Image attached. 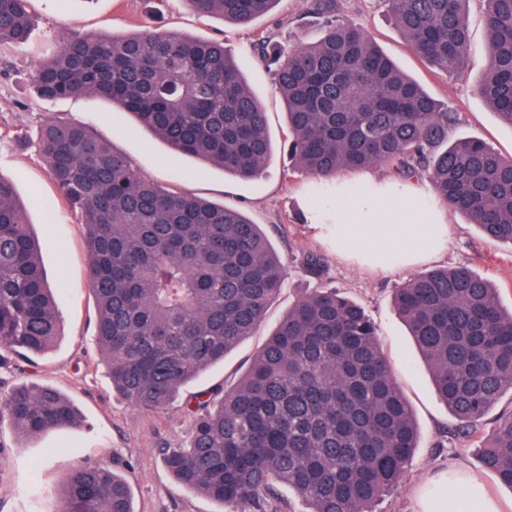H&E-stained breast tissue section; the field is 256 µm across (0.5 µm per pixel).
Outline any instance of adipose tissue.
Returning a JSON list of instances; mask_svg holds the SVG:
<instances>
[{"instance_id":"obj_1","label":"adipose tissue","mask_w":512,"mask_h":512,"mask_svg":"<svg viewBox=\"0 0 512 512\" xmlns=\"http://www.w3.org/2000/svg\"><path fill=\"white\" fill-rule=\"evenodd\" d=\"M355 180L358 193L351 205L335 204L326 197L312 205L318 236L355 240L363 248L364 260L391 268L407 269L447 250L442 204L430 190L414 183L380 180L367 172ZM420 212L428 214L429 223H416ZM469 481L457 468L435 476L419 492V512H466L452 494Z\"/></svg>"}]
</instances>
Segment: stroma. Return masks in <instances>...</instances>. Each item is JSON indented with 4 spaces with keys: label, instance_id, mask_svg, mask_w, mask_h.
Returning a JSON list of instances; mask_svg holds the SVG:
<instances>
[{
    "label": "stroma",
    "instance_id": "35a3bbf8",
    "mask_svg": "<svg viewBox=\"0 0 512 512\" xmlns=\"http://www.w3.org/2000/svg\"><path fill=\"white\" fill-rule=\"evenodd\" d=\"M341 18L370 34L408 75L437 100L457 112L453 133L487 142L502 158L512 159V126L503 123L474 88L487 64L486 31L479 0L469 4L472 55L464 75L445 74L417 57L405 44L383 0H340ZM34 27L29 42L0 50L11 66L0 77V175L14 184L21 197L31 199L30 218L43 234V264L55 290L61 337L43 357L0 368V393L22 382L55 386L67 395L81 415L79 426L50 431L32 438L15 434L9 422L0 423V512H60V489L74 466L92 462L109 467L127 480L134 512H234L233 508L179 484L166 469L161 451L189 440L192 425L181 401L166 409L146 411L120 398L112 389L93 336L94 301L85 243L79 217L58 196L35 141L41 122L60 116L89 125L116 150L129 156L146 176L158 183L244 210L259 224L288 270V278L272 303L265 323L189 386L196 392L216 383L234 386L262 348L269 333L297 299L328 285L356 301L373 321L393 373L409 398L420 437L401 481L375 504L374 512H418L421 485L448 465L458 464L475 479L482 493L512 505V489L500 485L480 462L481 450L454 434L457 424L437 397L429 368L394 308L397 288L433 267L468 266L495 282L504 308H512V245L485 239L475 225L454 210L444 219L450 229L447 251L404 270L366 269L336 252L335 243L315 235L308 215L317 194L314 179L289 169L288 159L276 154L260 180L224 175L205 162L171 150L155 139L132 116L114 120L112 104L80 96L56 101L38 97L28 74L59 41L72 33L129 34L143 26L195 38L223 37L235 55L253 93L267 114L274 143H281L285 106L272 74L251 54L261 36L282 44L305 43L318 33L306 16V0H280L272 14L248 25L188 9L169 0L154 12L149 0H31ZM314 251L327 261V274L318 280L301 267L304 253ZM54 449L45 458L46 449Z\"/></svg>",
    "mask_w": 512,
    "mask_h": 512
}]
</instances>
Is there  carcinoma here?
<instances>
[{
	"label": "carcinoma",
	"instance_id": "cac0c4a2",
	"mask_svg": "<svg viewBox=\"0 0 512 512\" xmlns=\"http://www.w3.org/2000/svg\"><path fill=\"white\" fill-rule=\"evenodd\" d=\"M248 23L279 0H183ZM410 50L461 73L472 53L469 0H385ZM488 60L476 93L512 126V0H481ZM339 0H307L320 37L287 51L252 45L286 106L283 151L316 180L378 166L429 178L436 197L487 239L512 244V160L483 140L450 138L456 113L400 71L363 30L338 19ZM29 0H0V48L28 41ZM37 95L112 101L172 150L244 180L274 153L267 113L222 39L159 29L79 35L30 74ZM37 146L60 197L86 229L98 351L112 389L161 410L199 374L253 335L287 277L242 209L162 186L86 124L55 116ZM305 273L327 263L310 252ZM394 304L432 372L458 436L483 448L482 466L512 489V409L484 436L480 420L512 392V309L466 266L432 269L396 290ZM59 338L38 238L12 183L0 175V367ZM185 446L162 449L184 487L253 512H282L286 487L308 512H372L417 448L411 405L365 310L337 290L300 297L236 387L219 383L183 402ZM35 437L77 425L72 401L47 384L0 397V420ZM65 512H133L127 482L84 464L67 475Z\"/></svg>",
	"mask_w": 512,
	"mask_h": 512
}]
</instances>
